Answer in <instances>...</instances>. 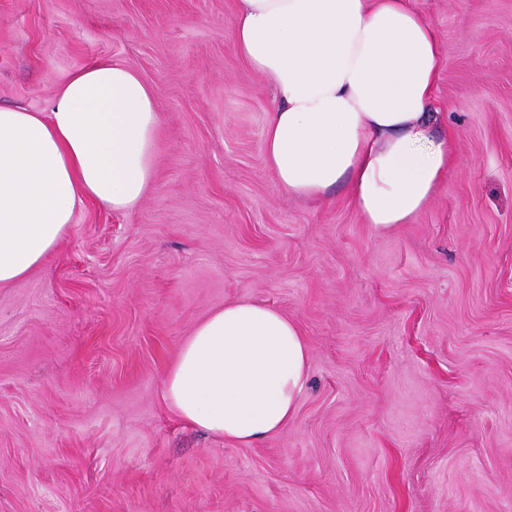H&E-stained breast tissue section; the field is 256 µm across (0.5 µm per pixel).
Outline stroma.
I'll return each mask as SVG.
<instances>
[{
    "label": "stroma",
    "mask_w": 512,
    "mask_h": 512,
    "mask_svg": "<svg viewBox=\"0 0 512 512\" xmlns=\"http://www.w3.org/2000/svg\"><path fill=\"white\" fill-rule=\"evenodd\" d=\"M410 4L438 36L454 162L380 230L346 186L314 201L274 179L237 0H0L1 106L48 111L108 57L161 114L142 202L85 200L0 286V512H512V0ZM239 300L311 355L292 423L250 446L162 397L182 340Z\"/></svg>",
    "instance_id": "obj_1"
}]
</instances>
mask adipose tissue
<instances>
[{
	"mask_svg": "<svg viewBox=\"0 0 512 512\" xmlns=\"http://www.w3.org/2000/svg\"><path fill=\"white\" fill-rule=\"evenodd\" d=\"M235 49L273 85L265 154L289 195L346 184L378 229L420 212L452 156L433 130L438 38L408 0H238ZM160 123L151 87L108 58L71 73L49 113L0 106V285L52 255L84 199L139 205ZM309 370L292 321L230 302L183 340L162 396L183 422L251 445L293 421Z\"/></svg>",
	"mask_w": 512,
	"mask_h": 512,
	"instance_id": "ef3b65f1",
	"label": "adipose tissue"
}]
</instances>
